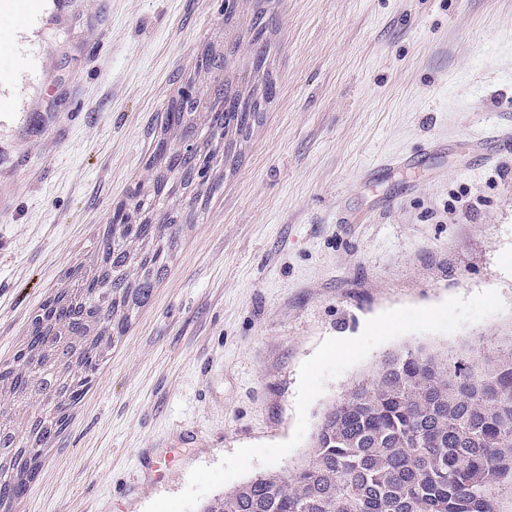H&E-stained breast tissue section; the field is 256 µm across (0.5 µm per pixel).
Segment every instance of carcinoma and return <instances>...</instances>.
I'll return each instance as SVG.
<instances>
[{"label":"carcinoma","instance_id":"obj_1","mask_svg":"<svg viewBox=\"0 0 512 512\" xmlns=\"http://www.w3.org/2000/svg\"><path fill=\"white\" fill-rule=\"evenodd\" d=\"M273 18L257 11L256 67ZM262 112L240 111L242 141ZM505 354L386 356L325 412L300 464L258 474L201 512H512V335Z\"/></svg>","mask_w":512,"mask_h":512}]
</instances>
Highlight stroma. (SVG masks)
Instances as JSON below:
<instances>
[{"label": "stroma", "instance_id": "1", "mask_svg": "<svg viewBox=\"0 0 512 512\" xmlns=\"http://www.w3.org/2000/svg\"><path fill=\"white\" fill-rule=\"evenodd\" d=\"M0 0V359L11 356L87 225L151 176L177 88L224 0H51L25 25ZM274 100L218 193L180 227L163 287L113 346L42 469L33 512H144L192 468L293 433L299 367L403 306L485 290L506 308L452 334H405L329 380L326 409L409 347L497 353L512 335V0H271ZM410 159L389 168L384 159ZM169 455L164 477L150 465Z\"/></svg>", "mask_w": 512, "mask_h": 512}]
</instances>
